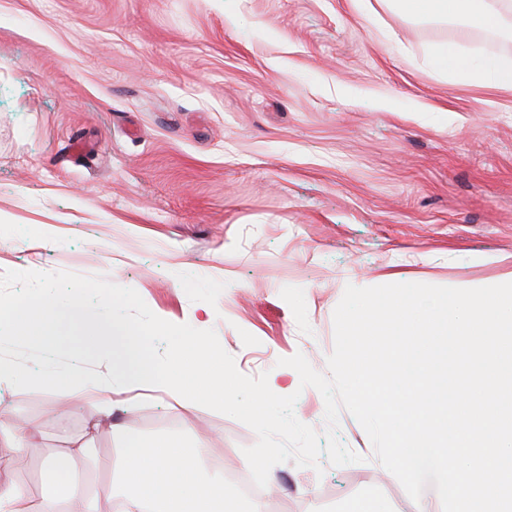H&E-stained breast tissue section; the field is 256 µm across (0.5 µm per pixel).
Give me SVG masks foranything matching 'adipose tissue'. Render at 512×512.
<instances>
[{"mask_svg":"<svg viewBox=\"0 0 512 512\" xmlns=\"http://www.w3.org/2000/svg\"><path fill=\"white\" fill-rule=\"evenodd\" d=\"M396 10L417 18L458 24L512 37V0H389ZM83 443H69L45 457L43 473L52 492L32 497L27 488L0 482V512H223L234 494L223 480L202 476L195 451L175 442L130 448L122 457L120 479L127 488L115 498L111 488L89 494L62 482L63 466L87 456Z\"/></svg>","mask_w":512,"mask_h":512,"instance_id":"obj_1","label":"adipose tissue"}]
</instances>
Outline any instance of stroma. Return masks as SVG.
<instances>
[{
	"instance_id": "35a3bbf8",
	"label": "stroma",
	"mask_w": 512,
	"mask_h": 512,
	"mask_svg": "<svg viewBox=\"0 0 512 512\" xmlns=\"http://www.w3.org/2000/svg\"><path fill=\"white\" fill-rule=\"evenodd\" d=\"M447 42L478 70L512 62L510 39L381 0H0V273L134 288L283 388L294 354L326 372L348 280L512 276V87L443 70ZM85 395L71 390L63 417L44 391L7 392L0 424L42 432L0 460L1 481L43 494L65 438L89 443L83 481L109 485L131 440L181 439L206 474L244 466L257 441L160 391L118 403L117 432L96 434ZM338 437L361 462L272 468L288 512H414L348 412Z\"/></svg>"
}]
</instances>
